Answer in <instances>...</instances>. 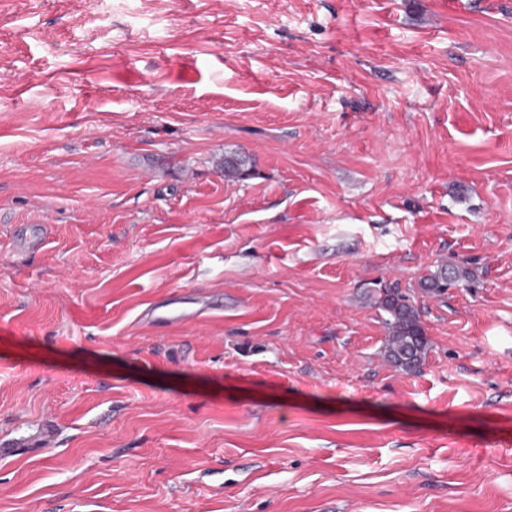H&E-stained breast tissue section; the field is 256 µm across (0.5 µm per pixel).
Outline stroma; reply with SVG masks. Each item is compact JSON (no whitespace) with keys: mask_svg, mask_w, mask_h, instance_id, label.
I'll return each instance as SVG.
<instances>
[{"mask_svg":"<svg viewBox=\"0 0 512 512\" xmlns=\"http://www.w3.org/2000/svg\"><path fill=\"white\" fill-rule=\"evenodd\" d=\"M0 512H512V0H0ZM467 277V272L455 265H440L430 271L418 283L420 290L428 295L441 296L448 288L459 284ZM367 297L386 314L384 324L390 334L387 360L405 372L417 370L426 354L427 338L410 298L391 288L372 289ZM171 302L163 306H152L148 313L149 321L155 326H182L194 323L202 316L204 310L193 306L186 307L180 301Z\"/></svg>","mask_w":512,"mask_h":512,"instance_id":"obj_1","label":"stroma"}]
</instances>
